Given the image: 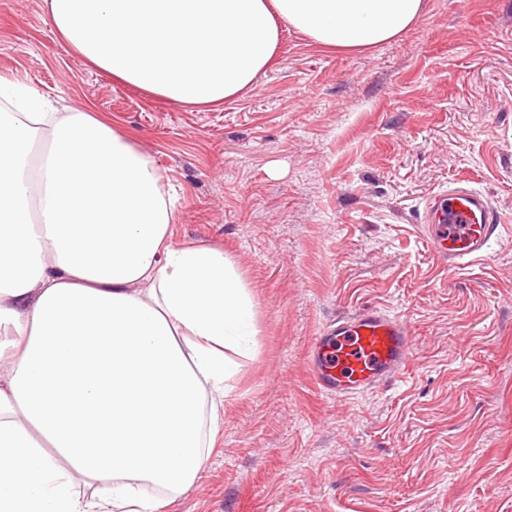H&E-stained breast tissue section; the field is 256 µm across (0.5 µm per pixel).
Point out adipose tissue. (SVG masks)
Wrapping results in <instances>:
<instances>
[{
  "instance_id": "obj_1",
  "label": "adipose tissue",
  "mask_w": 512,
  "mask_h": 512,
  "mask_svg": "<svg viewBox=\"0 0 512 512\" xmlns=\"http://www.w3.org/2000/svg\"><path fill=\"white\" fill-rule=\"evenodd\" d=\"M94 68L172 103L235 100L281 24L361 52L424 0H44ZM0 512H164L224 422L256 310L223 250L174 245L147 152L0 77Z\"/></svg>"
}]
</instances>
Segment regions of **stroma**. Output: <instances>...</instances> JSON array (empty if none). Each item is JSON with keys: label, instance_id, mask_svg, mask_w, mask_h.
I'll use <instances>...</instances> for the list:
<instances>
[{"label": "stroma", "instance_id": "stroma-1", "mask_svg": "<svg viewBox=\"0 0 512 512\" xmlns=\"http://www.w3.org/2000/svg\"><path fill=\"white\" fill-rule=\"evenodd\" d=\"M0 76L131 137L176 193L174 243L223 248L254 297L255 352L168 512H512V0H426L362 54L283 27L253 87L208 107L112 80L43 0H0ZM458 186L505 227L451 269L423 220ZM365 307L405 318L413 355L391 382L327 395L312 342Z\"/></svg>", "mask_w": 512, "mask_h": 512}]
</instances>
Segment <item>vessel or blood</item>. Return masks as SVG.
Segmentation results:
<instances>
[{"instance_id": "vessel-or-blood-1", "label": "vessel or blood", "mask_w": 512, "mask_h": 512, "mask_svg": "<svg viewBox=\"0 0 512 512\" xmlns=\"http://www.w3.org/2000/svg\"><path fill=\"white\" fill-rule=\"evenodd\" d=\"M425 222L431 247L445 266L461 268L480 260L501 218L487 197L470 187L434 195ZM414 350L405 319L367 307L325 327L313 342L312 369L330 395L369 390L402 372Z\"/></svg>"}]
</instances>
